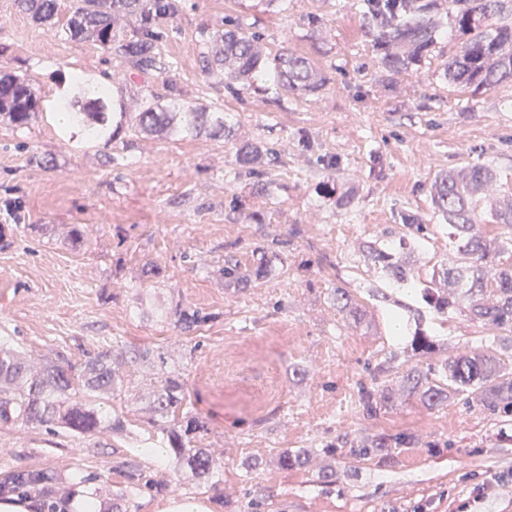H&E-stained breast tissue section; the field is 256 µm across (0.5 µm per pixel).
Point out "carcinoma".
<instances>
[{
	"label": "carcinoma",
	"mask_w": 512,
	"mask_h": 512,
	"mask_svg": "<svg viewBox=\"0 0 512 512\" xmlns=\"http://www.w3.org/2000/svg\"><path fill=\"white\" fill-rule=\"evenodd\" d=\"M367 21L377 52L379 69L396 75L422 62L437 43L440 30L449 25L457 41L454 53L445 64L448 81L479 88H494L512 83V5L507 0H451L446 12L448 23L438 18L439 0H355ZM18 7L36 21L48 22L59 16L58 0H17ZM179 0H76L60 27L64 37L92 40L102 47L115 48L127 67L137 73L167 72L172 63L162 58L159 45L162 27L173 20ZM119 13L133 15L138 25L128 36L115 27ZM207 58L224 68L227 89L235 95L253 85L257 74L264 76L263 91L274 99L283 96H313L326 85V78L311 62L296 52L282 48L274 56L260 46V35L239 23L207 41ZM89 91L65 102L73 125L87 131L89 140L105 146L127 125L135 131L168 139L206 136L222 139L234 148V165L260 177L255 193L267 195L270 183L257 170L267 150L257 141L237 137L233 117L218 109H196L174 95L162 102L150 100L135 114L125 111L108 88L86 80ZM40 112L28 79L0 74V122L16 129L30 123ZM503 175L490 164L468 165L437 176L433 183L436 212L451 229L450 240L456 255L442 271L448 287L459 291L463 302L447 292L417 278L403 259L414 248L412 241L400 240L398 248L372 243L364 258L379 277L393 287L412 290L417 300L444 318L466 313L471 320L498 332L512 333V194L493 198L490 191L502 185ZM499 232L490 235L476 223L477 212ZM298 231L272 238L252 251L253 262L245 264L236 256L224 258L220 274L228 283L250 288L271 272L270 260L292 249ZM164 277L163 268L146 262L141 267L140 284L150 286ZM336 306L350 311L357 319L363 313L344 287H336ZM209 314L200 309L174 312V327L191 332L208 322ZM410 349L428 361L414 367L403 383L408 394L428 407L445 400L463 397L465 404L492 417L512 416V370L504 360L489 352L474 350L432 363L438 343L435 337L416 329L409 337ZM151 363L165 364L162 353L152 348H102L79 368H64L51 362H35L27 353L0 340V425H52L72 433L97 436L125 429L123 413L101 406L102 397H116L134 381L136 373ZM393 398L386 385L374 382L359 388L363 413L372 418ZM187 399L182 374L167 371L158 377L152 392L153 423L160 430L161 442L170 448L172 472L187 468L199 477L210 474L211 459L205 449L192 445L196 435L208 431V422L199 415L178 417ZM409 444V438H366L358 444L362 453L389 457L392 448ZM51 479L46 471H19L0 485L8 491L39 485Z\"/></svg>",
	"instance_id": "1"
}]
</instances>
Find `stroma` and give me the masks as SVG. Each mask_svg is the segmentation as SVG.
<instances>
[{
    "mask_svg": "<svg viewBox=\"0 0 512 512\" xmlns=\"http://www.w3.org/2000/svg\"><path fill=\"white\" fill-rule=\"evenodd\" d=\"M180 3L160 46L171 71L139 75L118 53L63 38L15 0H0V71L28 77L47 103L77 71L122 94L132 113L172 93L223 109L240 139L272 149L264 166L272 192L255 194L252 178L236 175L234 150L220 139L124 130L104 146L60 137L50 112L21 130L0 123V225L14 229L0 241V336L32 357L60 354L75 366L102 348L158 349L182 373L192 411L208 420L194 443L207 450L212 474L174 479L165 458L144 455L157 435L143 375L122 395L132 411L123 433L0 425V482L19 470L53 471L52 484L21 492L39 512H53L75 486L94 490L100 473L113 512H163L173 498L210 512H512V417H489L456 398L431 409L407 396L402 377L416 360L393 341L387 315L407 305V329L430 331L443 359L483 345L488 329L461 314L437 321L405 288L388 301L374 295L377 275L363 256L368 244L405 235L400 216L410 212L428 229L407 264L425 280L447 264L448 229L432 185L469 164L512 173V83H449L443 69L453 45L445 39L419 65L383 77L354 0H288L284 14L267 0ZM229 21L259 32L265 53L287 47L307 57L325 88L276 101L259 80L233 96L223 70L203 59L208 36ZM34 154L49 166L30 164ZM326 157L336 161L332 196L318 191ZM347 194L354 200L345 208ZM77 225L84 239L76 245ZM294 227L301 234L272 275L245 290L224 282L225 256L247 259ZM149 260L167 279L144 292L134 283ZM337 286L363 306V319L336 307ZM178 306L212 319L179 333L158 317ZM382 362L395 398L369 418L358 389ZM397 434L412 442L392 460L356 450L365 437ZM286 448L308 449L306 463L283 468ZM132 468L161 489L131 493Z\"/></svg>",
    "mask_w": 512,
    "mask_h": 512,
    "instance_id": "1",
    "label": "stroma"
}]
</instances>
